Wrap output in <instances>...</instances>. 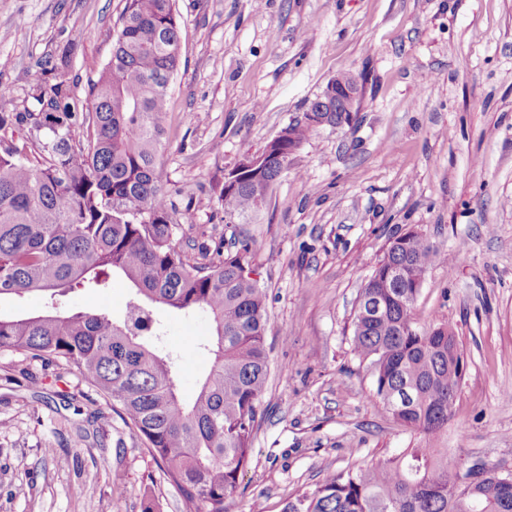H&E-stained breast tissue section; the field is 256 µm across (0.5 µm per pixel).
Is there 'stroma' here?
Masks as SVG:
<instances>
[{"mask_svg":"<svg viewBox=\"0 0 512 512\" xmlns=\"http://www.w3.org/2000/svg\"><path fill=\"white\" fill-rule=\"evenodd\" d=\"M125 0H0V112L66 80L79 111L112 57ZM185 35L168 96L162 179L190 223L185 249L251 240L268 298L270 376L251 461L226 512H282L327 475L417 442L373 398L354 352L358 295L389 243L436 257L418 327L449 324L465 373L449 461L512 472V0H176ZM349 72L356 118L320 129L265 205L224 221V174ZM129 285L80 288L72 311L122 316ZM191 400L212 357L202 315L160 311ZM184 512L140 435L66 365L0 351V512Z\"/></svg>","mask_w":512,"mask_h":512,"instance_id":"1","label":"stroma"}]
</instances>
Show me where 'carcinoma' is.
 I'll return each instance as SVG.
<instances>
[{"label":"carcinoma","instance_id":"cac0c4a2","mask_svg":"<svg viewBox=\"0 0 512 512\" xmlns=\"http://www.w3.org/2000/svg\"><path fill=\"white\" fill-rule=\"evenodd\" d=\"M183 35L175 0H126L112 58L80 112L65 81L35 96L38 114L0 112V296L44 292L47 313L0 318V350L61 361L142 437L186 512H224L247 468L269 375L266 294L249 276V243L191 261L159 162L167 100ZM44 162L8 134L24 121ZM319 126L296 122L224 176V218L257 212L288 175L290 157ZM435 250L419 233L391 242L358 297L353 344L369 362L374 397L419 443L370 465L326 476L282 512H512V486L485 464L469 494L456 486L443 440L463 380L454 333L416 327L414 307ZM131 284L125 314L71 312L79 287ZM211 322L213 355L190 401L154 309Z\"/></svg>","mask_w":512,"mask_h":512}]
</instances>
